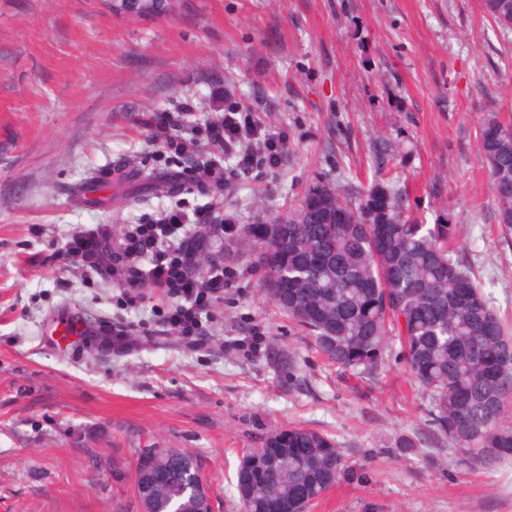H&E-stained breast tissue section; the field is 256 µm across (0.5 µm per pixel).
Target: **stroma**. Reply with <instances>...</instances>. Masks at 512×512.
Returning <instances> with one entry per match:
<instances>
[{"label": "stroma", "mask_w": 512, "mask_h": 512, "mask_svg": "<svg viewBox=\"0 0 512 512\" xmlns=\"http://www.w3.org/2000/svg\"><path fill=\"white\" fill-rule=\"evenodd\" d=\"M224 86L286 133L278 171L253 170L219 201L174 193L141 120L184 108L203 121ZM493 112L512 123V28L482 0H177L138 18L112 0H0V512H143L135 473L149 448L192 454L212 512H241L243 452L290 426L327 435L359 474L307 512H512V457L471 466L433 434L399 343L373 378L331 363L260 290L238 241L224 261L239 275L200 349L155 335L151 290L130 307L112 282L55 260L81 225L213 201L238 224H266L315 183L380 182L424 223L455 225L512 328V234L479 140ZM91 176L110 206L72 200ZM62 314L143 333L123 348L65 339Z\"/></svg>", "instance_id": "stroma-1"}]
</instances>
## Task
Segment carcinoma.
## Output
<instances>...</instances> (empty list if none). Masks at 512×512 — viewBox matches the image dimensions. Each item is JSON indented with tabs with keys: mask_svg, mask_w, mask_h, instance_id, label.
I'll list each match as a JSON object with an SVG mask.
<instances>
[{
	"mask_svg": "<svg viewBox=\"0 0 512 512\" xmlns=\"http://www.w3.org/2000/svg\"><path fill=\"white\" fill-rule=\"evenodd\" d=\"M499 24L512 21V0H484ZM496 201L497 223L512 231V125L499 137L480 140ZM261 250L260 288L309 331L336 365L358 374L384 370L392 341L399 342L413 379L431 399L434 432L447 439L459 460L488 465L512 456V336L458 255L450 224L423 223L403 209L401 194L378 186L358 196L325 184L313 185L300 208L246 230L240 248ZM468 278L473 288L459 293ZM507 365L492 376L486 366ZM274 429L263 445L277 464L263 467L262 482L241 500L245 512H265L270 496L302 502L305 510L344 475L343 454L328 436ZM167 487L155 494L153 472L136 473L140 502H162L189 512L197 499L195 458L164 448Z\"/></svg>",
	"mask_w": 512,
	"mask_h": 512,
	"instance_id": "carcinoma-1",
	"label": "carcinoma"
}]
</instances>
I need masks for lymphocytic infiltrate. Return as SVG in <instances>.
Segmentation results:
<instances>
[{
    "mask_svg": "<svg viewBox=\"0 0 512 512\" xmlns=\"http://www.w3.org/2000/svg\"><path fill=\"white\" fill-rule=\"evenodd\" d=\"M184 119L181 112H153L144 124L152 141L168 150L177 180L189 186L224 190L232 174L275 169L288 148L284 136L269 131L230 100L198 136H180ZM227 160L232 161V170H225ZM240 232V225L214 206L190 210L175 206L124 225L117 239L108 224L77 230L57 257L85 276L112 278L130 305L138 302V289H154L167 301L159 312L166 331L201 344L209 334L206 323L212 320L216 304L238 275L224 263V242Z\"/></svg>",
    "mask_w": 512,
    "mask_h": 512,
    "instance_id": "1",
    "label": "lymphocytic infiltrate"
}]
</instances>
